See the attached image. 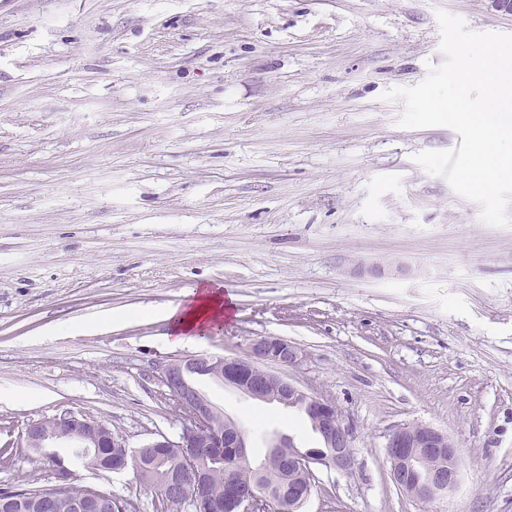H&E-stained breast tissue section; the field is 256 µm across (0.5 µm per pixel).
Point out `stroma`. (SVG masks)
<instances>
[{
    "mask_svg": "<svg viewBox=\"0 0 512 512\" xmlns=\"http://www.w3.org/2000/svg\"><path fill=\"white\" fill-rule=\"evenodd\" d=\"M440 10L512 35L488 0H0V485L50 481L21 434L64 410L130 448L178 437L157 368L273 336L353 430L304 512H512V227L413 162L452 129L381 98L443 62ZM203 287L232 316L172 345L162 311ZM195 385L253 456L317 444L297 410ZM413 425L459 448L451 500L395 484ZM77 474L156 512L132 471Z\"/></svg>",
    "mask_w": 512,
    "mask_h": 512,
    "instance_id": "35a3bbf8",
    "label": "stroma"
}]
</instances>
